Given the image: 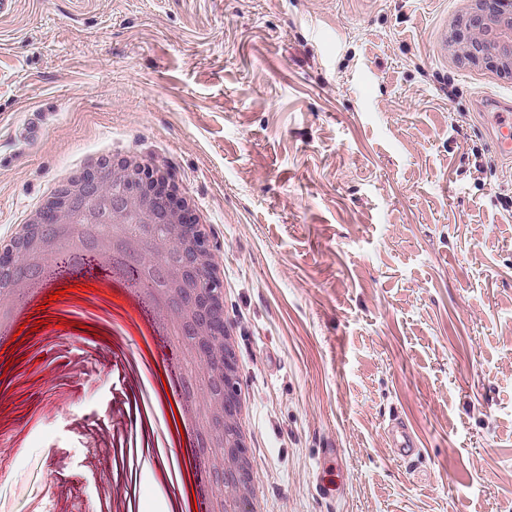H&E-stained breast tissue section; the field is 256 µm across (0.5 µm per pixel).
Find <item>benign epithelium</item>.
Listing matches in <instances>:
<instances>
[{
	"mask_svg": "<svg viewBox=\"0 0 512 512\" xmlns=\"http://www.w3.org/2000/svg\"><path fill=\"white\" fill-rule=\"evenodd\" d=\"M448 37V51L459 63L482 62L512 79V10L504 0H469Z\"/></svg>",
	"mask_w": 512,
	"mask_h": 512,
	"instance_id": "1",
	"label": "benign epithelium"
}]
</instances>
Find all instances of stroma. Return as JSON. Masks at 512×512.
Segmentation results:
<instances>
[{
    "mask_svg": "<svg viewBox=\"0 0 512 512\" xmlns=\"http://www.w3.org/2000/svg\"><path fill=\"white\" fill-rule=\"evenodd\" d=\"M467 6L13 0L0 15V238L88 155L167 165L218 246L269 512H512V161L483 114L512 80L444 54ZM99 341L44 351L67 411L44 400L0 472V512H100L119 450L97 436L132 429ZM393 419L418 455L392 446ZM140 465L133 512H160Z\"/></svg>",
    "mask_w": 512,
    "mask_h": 512,
    "instance_id": "35a3bbf8",
    "label": "stroma"
}]
</instances>
